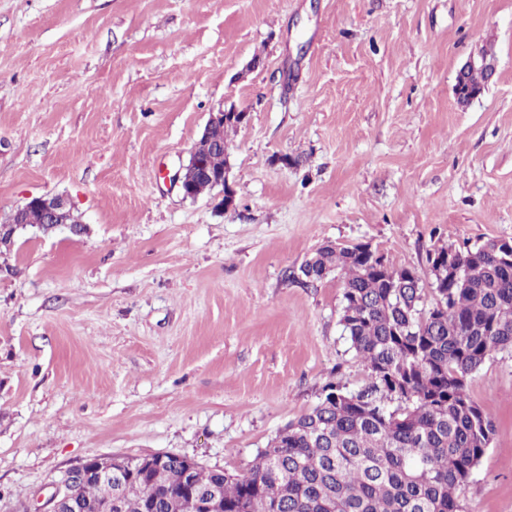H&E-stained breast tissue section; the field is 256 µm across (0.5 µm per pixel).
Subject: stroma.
I'll return each mask as SVG.
<instances>
[{
  "label": "stroma",
  "instance_id": "obj_1",
  "mask_svg": "<svg viewBox=\"0 0 512 512\" xmlns=\"http://www.w3.org/2000/svg\"><path fill=\"white\" fill-rule=\"evenodd\" d=\"M231 105L235 204L184 199ZM41 195L84 230L0 246V512L97 456L246 473L326 386L369 382L341 276L296 277L318 247L423 273L512 240V0H0V223ZM468 392L495 432L461 510L512 512V351Z\"/></svg>",
  "mask_w": 512,
  "mask_h": 512
}]
</instances>
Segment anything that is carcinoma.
I'll list each match as a JSON object with an SVG mask.
<instances>
[{
  "instance_id": "1",
  "label": "carcinoma",
  "mask_w": 512,
  "mask_h": 512,
  "mask_svg": "<svg viewBox=\"0 0 512 512\" xmlns=\"http://www.w3.org/2000/svg\"><path fill=\"white\" fill-rule=\"evenodd\" d=\"M457 79L482 89L489 73L463 70ZM505 247L436 246L427 254L428 281L387 259L377 268L359 244L319 247L301 274L310 282L342 275L340 323L368 385L324 388L247 474L200 468L193 494L222 484L224 512H460L458 490L494 433L468 379L494 353L512 350ZM187 489L177 463L140 470L117 512H192ZM76 493L91 503L116 496L109 482H87Z\"/></svg>"
}]
</instances>
